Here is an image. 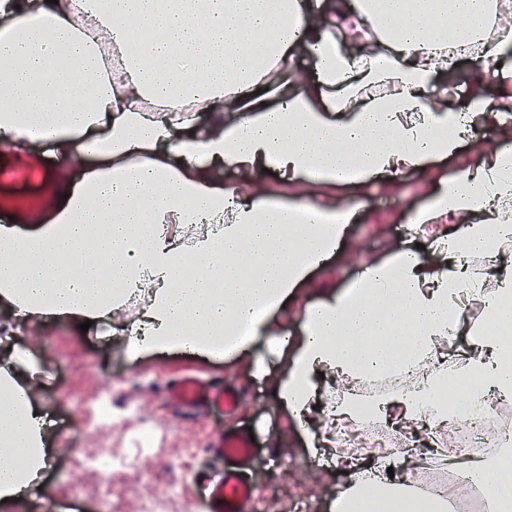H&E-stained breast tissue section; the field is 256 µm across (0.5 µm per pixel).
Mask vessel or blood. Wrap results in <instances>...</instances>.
Listing matches in <instances>:
<instances>
[{
	"instance_id": "vessel-or-blood-1",
	"label": "vessel or blood",
	"mask_w": 512,
	"mask_h": 512,
	"mask_svg": "<svg viewBox=\"0 0 512 512\" xmlns=\"http://www.w3.org/2000/svg\"><path fill=\"white\" fill-rule=\"evenodd\" d=\"M168 393L174 402L187 409L206 403L229 414L234 412L237 405L233 393L221 388H202L191 374L183 375L172 384ZM212 448L224 459L226 466L219 479H208L197 485L206 512H248L253 489L239 465L248 460L252 453L251 439L245 434L228 430L213 443Z\"/></svg>"
}]
</instances>
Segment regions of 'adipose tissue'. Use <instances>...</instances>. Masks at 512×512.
<instances>
[{
    "label": "adipose tissue",
    "instance_id": "ef3b65f1",
    "mask_svg": "<svg viewBox=\"0 0 512 512\" xmlns=\"http://www.w3.org/2000/svg\"><path fill=\"white\" fill-rule=\"evenodd\" d=\"M0 148L40 154L65 170L66 198L43 223L0 224V307L21 323H102L148 290L126 331L125 353L194 350L212 359L248 352L271 316L332 257L356 215L336 198H283L264 188L215 185L210 169L280 181L368 185L460 152L477 122L505 137L455 173L410 218L437 257L398 249L346 287L309 304L276 382L295 417L328 372L338 387L423 371L425 385L369 405L342 400L337 422L396 415L448 426L439 383L455 379L475 401L512 399V269L493 290L473 267L512 240V13L501 0H0ZM118 51L117 71L103 69ZM483 61L466 91L437 87L464 54ZM310 82L276 78L299 55ZM465 93L466 111L451 104ZM213 120L197 125L196 115ZM94 165L78 168L81 156ZM452 232H440V225ZM305 227L303 250L284 228ZM492 329L451 359L472 305ZM0 371V500H17L46 466V422L34 391L42 371L21 350ZM512 448L496 461L458 457L464 484L512 512ZM412 483L370 477L337 497L334 512H377Z\"/></svg>",
    "mask_w": 512,
    "mask_h": 512
}]
</instances>
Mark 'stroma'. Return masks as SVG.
<instances>
[{
    "mask_svg": "<svg viewBox=\"0 0 512 512\" xmlns=\"http://www.w3.org/2000/svg\"><path fill=\"white\" fill-rule=\"evenodd\" d=\"M504 131L480 124L461 159L436 160L399 177H380L373 185L337 187L347 202L360 203L354 223L336 254L314 270L295 301L277 315L269 335L252 350L230 361H215L190 351L156 352L132 360L120 339L144 299L135 297L114 312L109 324L88 331L65 322H42L26 336L15 335L12 313L0 311V350H26L42 366L36 404L46 415L49 465L39 487L22 499L0 505V512H136L142 499L164 501L166 512H203L193 479L198 471L220 473L224 463L206 449L227 429H252L255 441L249 472L253 486L251 512H289L301 501L307 512H332L337 496L352 480L339 471L330 455L315 454L313 443H325L332 428L329 410L336 387L329 376L316 379L317 407L295 420L278 400L276 380L299 336L298 316L307 303L344 287L366 263L391 251L414 247L407 228L414 211L439 188L460 162L476 163ZM264 365L255 374V362ZM239 393L236 414L227 417L207 410L189 414L166 403V384L184 371ZM112 404V418L101 423L100 400ZM153 432L151 453L138 454L132 437L139 429ZM125 456L128 467L109 477L88 471L83 456L103 449Z\"/></svg>",
    "mask_w": 512,
    "mask_h": 512,
    "instance_id": "obj_1",
    "label": "stroma"
}]
</instances>
